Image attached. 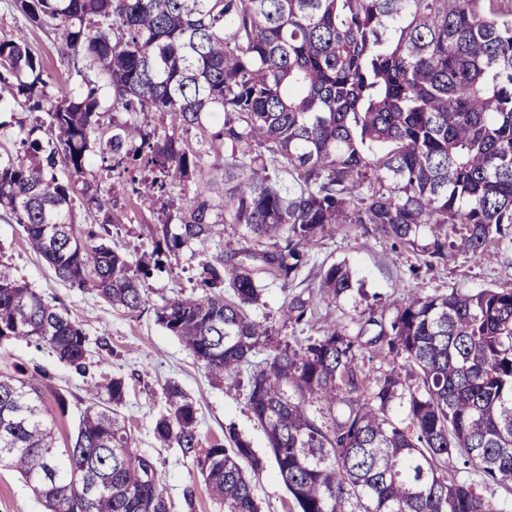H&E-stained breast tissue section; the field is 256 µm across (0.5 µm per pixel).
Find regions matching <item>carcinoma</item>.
<instances>
[{"label": "carcinoma", "mask_w": 512, "mask_h": 512, "mask_svg": "<svg viewBox=\"0 0 512 512\" xmlns=\"http://www.w3.org/2000/svg\"><path fill=\"white\" fill-rule=\"evenodd\" d=\"M53 37L56 75L26 36L0 35V112L35 126L0 152V208L77 288L135 312L151 267L83 241L79 203L103 223L161 203L153 254L201 247L232 224L238 247L199 263L202 295L156 308L218 382L249 372L246 402L295 512H506L459 477L476 468L512 492V263L493 288L373 296L294 342L252 311L297 285L337 224H368L431 267L512 244V0H11ZM110 109L101 123V84ZM158 114L159 125L148 117ZM100 178H88L93 158ZM188 198L169 210L176 191ZM280 309L368 296L344 262ZM45 346L84 371L86 335L0 263V339ZM261 360H256L260 354ZM401 358L383 376L365 354ZM71 442L55 446L41 387L0 374V465L46 512H169L152 458L120 412L112 377ZM155 439L179 449L224 512H259L265 461L235 430L204 448L196 403L175 381ZM346 411L336 414V406ZM404 418H399V415Z\"/></svg>", "instance_id": "1"}]
</instances>
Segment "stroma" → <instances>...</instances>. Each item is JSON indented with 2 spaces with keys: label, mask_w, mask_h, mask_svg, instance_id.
Instances as JSON below:
<instances>
[{
  "label": "stroma",
  "mask_w": 512,
  "mask_h": 512,
  "mask_svg": "<svg viewBox=\"0 0 512 512\" xmlns=\"http://www.w3.org/2000/svg\"><path fill=\"white\" fill-rule=\"evenodd\" d=\"M152 211L150 204H142L131 212L129 223L113 227L112 248L129 253L132 260L151 262L147 226L153 221ZM238 240L237 228L229 225L220 245L205 249L193 245L165 258L164 269L154 272L146 283L144 306L129 313L113 307L91 290L60 280L43 259L29 251L22 227L0 212V262L11 265L17 276L46 302L76 320L87 336L85 373L61 362L48 348L15 339L0 342V372L23 369L41 380L49 391L65 397L66 414L56 419V438L61 446L74 433L81 411L97 401L103 378H124L127 394L121 411L140 452L156 464L170 512H224L210 498L191 462L178 449L161 447L154 437V422L164 407L162 387L170 380L179 383L196 403L202 445L223 439L225 431L232 427L259 455L265 456L266 467L256 478L262 512H288L291 505L275 461L267 456L266 434L247 409L244 388L210 380L192 353L156 321L155 309L164 300L193 293L196 269L206 255L215 254L220 248H235ZM317 257L328 264L347 260L355 279L369 294L389 296L417 288L474 293L499 283L505 264L512 261V250H489L477 262L452 252L447 260L415 275L411 272L417 263L413 252L403 247L390 248L379 234L346 224L323 239ZM0 512H44L20 476L6 466L0 467Z\"/></svg>",
  "instance_id": "1"
}]
</instances>
